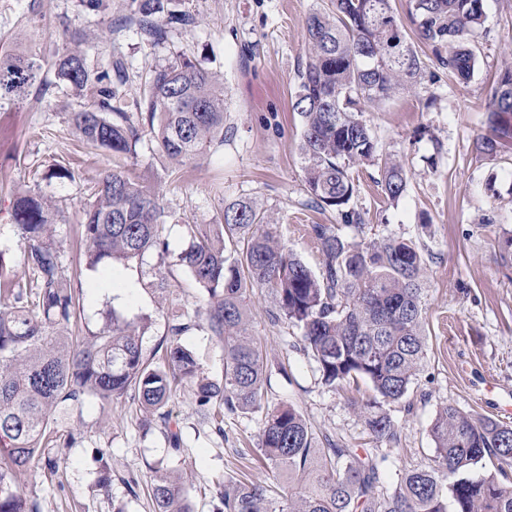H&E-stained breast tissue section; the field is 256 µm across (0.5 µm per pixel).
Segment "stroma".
I'll return each mask as SVG.
<instances>
[{"mask_svg":"<svg viewBox=\"0 0 512 512\" xmlns=\"http://www.w3.org/2000/svg\"><path fill=\"white\" fill-rule=\"evenodd\" d=\"M328 0H181L195 26L173 31L168 44L144 47L133 29L117 27L121 0L98 13H82L77 0H0V43L33 51L42 69L24 102L0 99V260L22 285L12 212L18 194L51 197L56 246L63 274L80 294L72 335L102 328L109 311L144 328L143 353L162 362L173 318L190 320L179 341L193 350L201 372L224 376V348L201 315L204 291L179 264L192 224L221 223L225 205L254 201L277 224L282 241L313 271L322 261L311 225L335 224L332 210L306 206L299 151L302 126L292 103L297 72L305 64V20ZM490 36L480 46L474 74L462 84L429 65L427 94L401 93L366 105L363 118L380 152L394 155L410 178L405 193L387 200L378 169L359 167L352 206L367 213L363 228L340 227L353 241H416L427 264L423 305L428 351L417 381L399 402L386 405L397 428L395 442L376 440L351 403L374 393L367 384L325 385L316 363L296 350L301 331L277 317L265 290L250 292L252 330L266 350V405H294L318 439H330L382 457V483L393 490L401 475L430 466L435 456L430 425L443 407L512 424V270L500 257L498 238L512 230V152L479 157L474 140L489 131L488 106L505 63H512V0H488ZM97 32L89 53L101 63L116 55L132 82L158 64L187 56L224 84V147L171 168L143 135L136 155L115 158L81 142L70 130L71 112L90 104L89 92L57 83L50 66L66 29ZM435 105H427V95ZM443 152L434 155V141ZM131 172L154 187L165 212L166 254L88 269L79 221L92 187L110 169ZM179 433L172 450L159 428L144 429V413L127 395L104 405L95 399L68 407L56 427L80 430L83 440L56 467L39 463L16 483L38 512H153L147 486L155 462L181 483L194 512H216L212 486L224 475L269 478L257 459L261 413H228L216 433L197 413L190 386L174 389L165 406ZM111 479L101 489V476Z\"/></svg>","mask_w":512,"mask_h":512,"instance_id":"obj_1","label":"stroma"}]
</instances>
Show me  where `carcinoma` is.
Returning a JSON list of instances; mask_svg holds the SVG:
<instances>
[{
  "label": "carcinoma",
  "instance_id": "cac0c4a2",
  "mask_svg": "<svg viewBox=\"0 0 512 512\" xmlns=\"http://www.w3.org/2000/svg\"><path fill=\"white\" fill-rule=\"evenodd\" d=\"M172 0H127L123 21L140 41L166 43L175 26L196 17L171 10ZM408 18L423 45L407 35L391 0H330L307 19V59L298 72L293 110L302 118L300 154L308 204L330 208L340 224L358 229L365 213L350 206L354 173L376 165L385 197L405 192L408 172L379 152L361 104L388 100L402 91L422 92L427 62L465 83L474 74L478 39L486 26L487 0H409ZM92 34L75 31L55 55L57 78L78 92L93 88V100L74 113L79 138L127 156L152 134L158 152L182 164L224 145V87L200 64L179 59L151 70L144 86L130 93V75L117 58L101 68L88 55ZM40 59L0 51V98L26 97ZM138 113L133 123L130 113ZM488 122L491 132L475 144L495 159L512 145V65L503 67ZM163 208L156 191L121 170H108L83 208L80 227L86 266L97 269L129 261L149 250L164 254ZM22 264L35 288H25L0 263V512H38L14 484L46 451L72 448L78 437L51 429L54 414L87 397L103 404L132 392L145 411L144 427L156 421L171 449L181 437L162 412L173 387L194 386L197 411L224 434V410L265 412L258 454L273 478L288 475V491L232 476L215 486L218 512H512V489L485 471L512 467V425L443 407L430 426L434 464L405 472L392 492L380 485V458L317 439L292 405L265 409L264 355L250 330L247 292L268 290L279 314L301 328L299 350L317 364L328 386L361 379L385 402H398L423 370L427 333L422 304L426 263L419 246L387 238L351 242L333 226L314 224L311 236L322 256L313 272L278 239L268 216L253 202L224 208V223L189 226L191 241L179 262L206 292L205 321L224 344V379L200 376L195 353L178 343L190 324L169 327L165 363L143 356V331L135 323L108 318L84 336L68 335L78 298L62 273L55 246L52 200L23 193L16 199ZM242 238V251H226L224 237ZM354 410L377 439L397 437L391 417L372 403ZM155 512H193L183 488L161 468L150 484ZM454 510H448V503Z\"/></svg>",
  "mask_w": 512,
  "mask_h": 512
}]
</instances>
